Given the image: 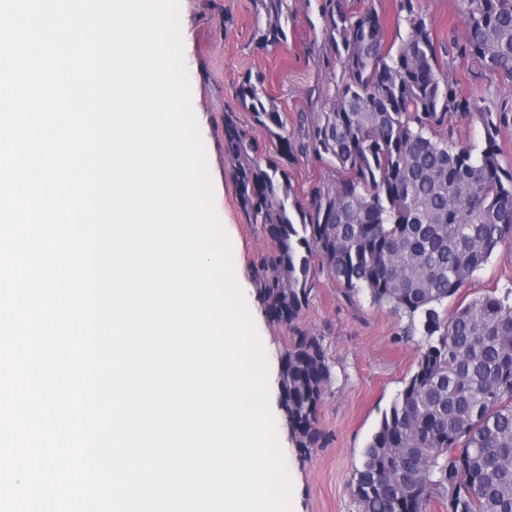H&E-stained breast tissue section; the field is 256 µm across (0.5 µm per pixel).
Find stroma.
I'll return each instance as SVG.
<instances>
[{"mask_svg": "<svg viewBox=\"0 0 512 512\" xmlns=\"http://www.w3.org/2000/svg\"><path fill=\"white\" fill-rule=\"evenodd\" d=\"M288 4L293 18L286 29L287 41L271 49L258 44L254 35L255 0H180L184 62L216 210L232 241L241 287L268 356L270 410L293 481V512H355L351 479L384 413L416 371L424 333L421 316L396 313L389 306L373 303L364 293L347 297L328 271L312 262L309 303L298 324L322 337L332 378L318 411L319 445L310 453H299L279 402L280 357L290 343V333L268 317L255 278L274 242L262 225L249 222L234 166L224 152V121L230 116L258 142L260 163L278 161L296 193L316 183L332 184L338 178L334 163L314 155L281 156L276 139L236 100L239 83L247 76H259L265 94L289 119L301 112L320 111V101L309 96L310 89L329 81L317 64L322 44L314 39V28L321 23L320 0H288ZM422 7L437 38L464 36L461 0H422ZM448 71L465 92L496 101L512 100V85L478 78L477 67L470 61H454ZM485 295L512 299V249L498 248L457 296L437 310L444 316L460 300Z\"/></svg>", "mask_w": 512, "mask_h": 512, "instance_id": "obj_1", "label": "stroma"}]
</instances>
